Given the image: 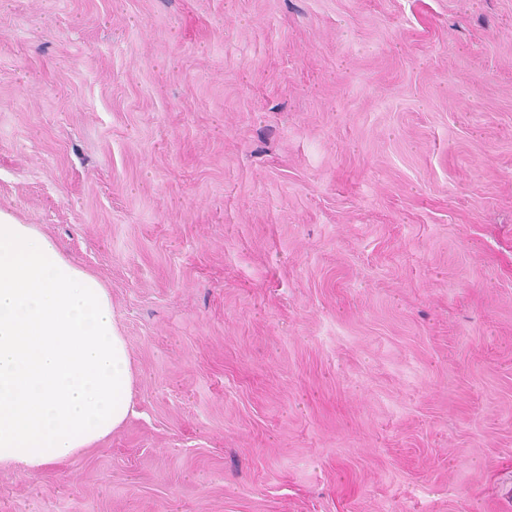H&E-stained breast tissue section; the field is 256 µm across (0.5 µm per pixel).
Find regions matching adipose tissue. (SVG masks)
Returning a JSON list of instances; mask_svg holds the SVG:
<instances>
[{
  "instance_id": "ef3b65f1",
  "label": "adipose tissue",
  "mask_w": 512,
  "mask_h": 512,
  "mask_svg": "<svg viewBox=\"0 0 512 512\" xmlns=\"http://www.w3.org/2000/svg\"><path fill=\"white\" fill-rule=\"evenodd\" d=\"M133 384L100 279L0 219V466L38 472L110 436Z\"/></svg>"
}]
</instances>
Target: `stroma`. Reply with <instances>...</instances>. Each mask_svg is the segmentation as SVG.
Segmentation results:
<instances>
[{
	"mask_svg": "<svg viewBox=\"0 0 512 512\" xmlns=\"http://www.w3.org/2000/svg\"><path fill=\"white\" fill-rule=\"evenodd\" d=\"M0 214L135 376L0 512H512V0H0Z\"/></svg>",
	"mask_w": 512,
	"mask_h": 512,
	"instance_id": "obj_1",
	"label": "stroma"
}]
</instances>
